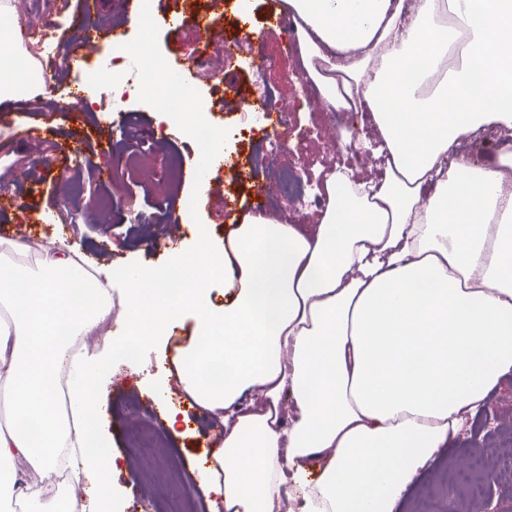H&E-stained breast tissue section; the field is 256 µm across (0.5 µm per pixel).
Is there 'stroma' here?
<instances>
[{
    "instance_id": "obj_1",
    "label": "stroma",
    "mask_w": 512,
    "mask_h": 512,
    "mask_svg": "<svg viewBox=\"0 0 512 512\" xmlns=\"http://www.w3.org/2000/svg\"><path fill=\"white\" fill-rule=\"evenodd\" d=\"M275 0H250L247 19H240L238 0H224L222 27L226 39H233L240 25L256 33V51L272 66L257 71L250 63L251 53L243 50L223 62L221 80L202 83L203 95L210 100L221 93L222 80H230L247 97H254L264 87L278 100L287 102L288 122L279 126L277 136L283 145L279 160L299 172L308 190H315L319 169L337 164L352 168L357 178H380L376 158L358 156L337 143V136L349 133L352 123L333 124L332 113L319 99L310 82L300 51H287L288 33L272 21ZM85 85L81 67L61 71L53 87L34 84L20 89L0 105L11 111L9 126L0 127V184L14 197L15 203L4 227L12 238L29 233L31 218L38 227L45 247L67 244L72 256L82 258L93 268L119 271L132 265L166 267L172 249L193 252L199 236L223 239L229 217L220 201L201 205L195 183L181 178L176 193L159 199L158 181L166 179L171 163L189 169L197 149L191 139L178 132H164L155 108L135 101L131 110L134 123L126 124L120 113L89 104L77 108L76 102ZM55 113L45 122L44 111ZM243 114L237 106H225L217 116L226 146L241 155L252 154L262 133L241 131ZM135 134L151 155L150 166L132 165L128 171L129 190L137 205L150 216L147 224H132L113 195L111 182L101 181L99 172L112 165L114 156L122 155L127 134ZM66 145V152L52 161L34 165L30 140ZM83 214L84 224L75 226L74 214ZM181 353L180 345L167 344L165 352L146 346L142 349L144 367L140 373H122L111 377L101 392V412L112 431V452L119 466L112 473L111 485L124 512H133L144 497V486L128 452L132 425L166 427L170 408L181 411L178 434L169 436L158 459H181L189 473L169 488L171 496L187 498L198 504L207 499L200 487V475L214 448L223 436L215 419L203 415L178 386H170L164 399L151 395V387L162 369L173 367ZM498 417L499 431L494 439L484 437L482 416L468 418L450 448L444 449L439 464L425 469L409 487L400 512H445L449 497L463 494L457 476L474 455L490 459V466L472 471L471 482L481 489H493L487 502L488 512H501L512 503V474L497 469L493 461L512 455V373L502 377L487 401Z\"/></svg>"
}]
</instances>
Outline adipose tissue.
<instances>
[{
	"mask_svg": "<svg viewBox=\"0 0 512 512\" xmlns=\"http://www.w3.org/2000/svg\"><path fill=\"white\" fill-rule=\"evenodd\" d=\"M285 0L307 74L328 107L367 102L388 156L380 180L326 174L315 231L243 216L218 243L161 269L84 276L65 249L0 262V505L39 512L40 473L116 468L99 399L121 340L73 356L71 342L112 314L162 344L184 316L176 363L185 393L223 418L205 470L224 512H395L408 485L512 372V139L485 162L451 156L487 125L512 129V0ZM134 84L166 101L146 23ZM434 192L422 198L426 183ZM224 284L223 302L213 297ZM65 381L69 412L54 411ZM290 397L294 416L282 418ZM318 476H311V463ZM31 470L36 479L18 482Z\"/></svg>",
	"mask_w": 512,
	"mask_h": 512,
	"instance_id": "adipose-tissue-1",
	"label": "adipose tissue"
}]
</instances>
